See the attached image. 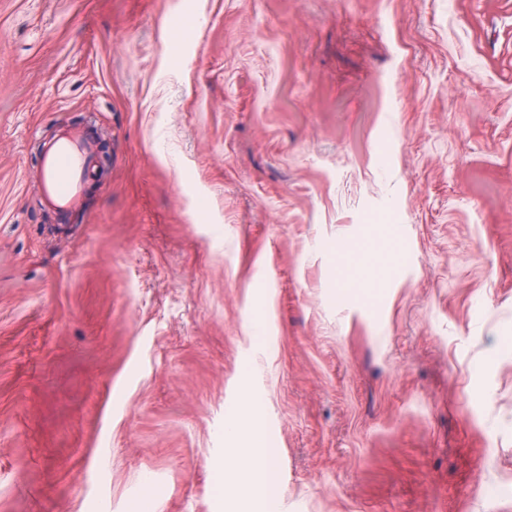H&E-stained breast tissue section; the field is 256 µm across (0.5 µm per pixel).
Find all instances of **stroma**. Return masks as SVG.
<instances>
[{
  "label": "stroma",
  "instance_id": "obj_1",
  "mask_svg": "<svg viewBox=\"0 0 512 512\" xmlns=\"http://www.w3.org/2000/svg\"><path fill=\"white\" fill-rule=\"evenodd\" d=\"M248 403L280 512H512V0H0V512H227ZM95 152V141L82 135L57 139L45 154L39 177L48 201L59 215L69 214L83 187L94 181Z\"/></svg>",
  "mask_w": 512,
  "mask_h": 512
}]
</instances>
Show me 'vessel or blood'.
<instances>
[{
	"label": "vessel or blood",
	"mask_w": 512,
	"mask_h": 512,
	"mask_svg": "<svg viewBox=\"0 0 512 512\" xmlns=\"http://www.w3.org/2000/svg\"><path fill=\"white\" fill-rule=\"evenodd\" d=\"M96 143L88 136L57 139L45 154L39 177L48 201L67 215L83 187L95 179L92 158Z\"/></svg>",
	"instance_id": "vessel-or-blood-1"
}]
</instances>
